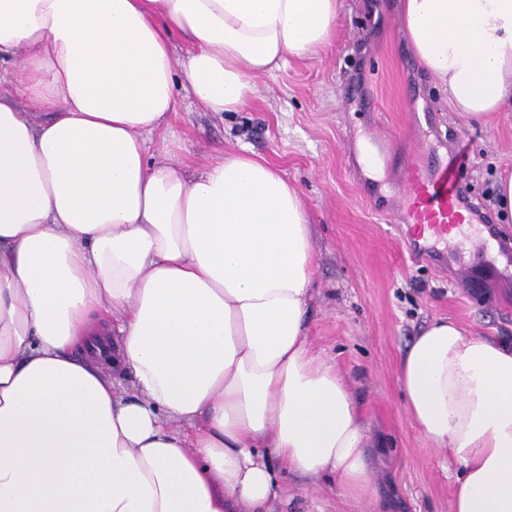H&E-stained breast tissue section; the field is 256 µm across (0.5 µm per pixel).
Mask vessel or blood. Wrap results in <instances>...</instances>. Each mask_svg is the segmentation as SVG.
Masks as SVG:
<instances>
[{
	"mask_svg": "<svg viewBox=\"0 0 512 512\" xmlns=\"http://www.w3.org/2000/svg\"><path fill=\"white\" fill-rule=\"evenodd\" d=\"M399 184L403 209L396 220L417 226L408 242L413 254L455 263L464 272L491 268L512 276V242L500 239L491 227L482 235L470 232L475 215L447 160L426 153L423 167L403 168Z\"/></svg>",
	"mask_w": 512,
	"mask_h": 512,
	"instance_id": "b4317fda",
	"label": "vessel or blood"
}]
</instances>
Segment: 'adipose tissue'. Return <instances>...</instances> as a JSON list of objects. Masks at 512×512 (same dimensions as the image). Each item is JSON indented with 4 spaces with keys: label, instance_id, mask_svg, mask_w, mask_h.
<instances>
[{
    "label": "adipose tissue",
    "instance_id": "1",
    "mask_svg": "<svg viewBox=\"0 0 512 512\" xmlns=\"http://www.w3.org/2000/svg\"><path fill=\"white\" fill-rule=\"evenodd\" d=\"M339 8L0 0V512H267L286 470L370 493L369 435L308 341L301 193L252 155L194 171L142 139L182 87L240 111ZM401 22L453 111L512 108V0H402ZM398 379L456 466L452 512H512V343L438 320Z\"/></svg>",
    "mask_w": 512,
    "mask_h": 512
}]
</instances>
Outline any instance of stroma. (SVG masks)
Instances as JSON below:
<instances>
[{"instance_id":"obj_1","label":"stroma","mask_w":512,"mask_h":512,"mask_svg":"<svg viewBox=\"0 0 512 512\" xmlns=\"http://www.w3.org/2000/svg\"><path fill=\"white\" fill-rule=\"evenodd\" d=\"M400 0H341L331 42L288 60L256 82L239 112H203L190 94L165 132L143 133L149 154L163 141L204 169L247 152L275 165L303 194L312 228V349L336 364L359 402L371 440V495L351 497L335 476L284 473L275 512H451L455 466L412 424L398 382L401 353L431 321L448 318L469 335L512 340V280L481 283L412 257L405 225L392 216L397 178L417 149L416 132L460 155L472 198L490 201L512 172V111L464 119L421 67L399 26ZM389 136L377 169L364 167L366 132Z\"/></svg>"}]
</instances>
